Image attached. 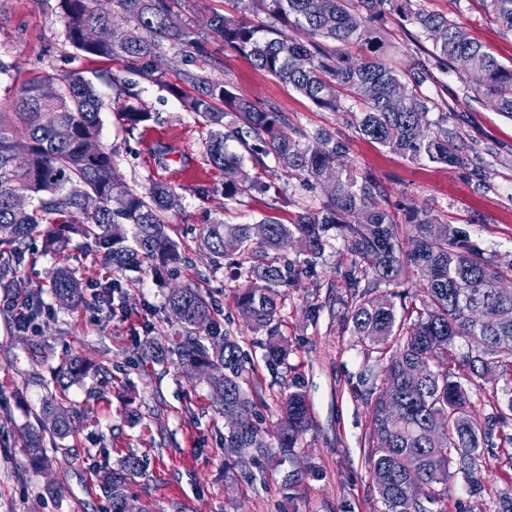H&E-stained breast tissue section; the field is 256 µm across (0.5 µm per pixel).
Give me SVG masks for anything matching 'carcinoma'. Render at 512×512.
<instances>
[{"instance_id":"obj_1","label":"carcinoma","mask_w":512,"mask_h":512,"mask_svg":"<svg viewBox=\"0 0 512 512\" xmlns=\"http://www.w3.org/2000/svg\"><path fill=\"white\" fill-rule=\"evenodd\" d=\"M100 2L61 0L68 40L86 55L122 60L204 120L207 162L235 173L224 180L225 200L267 189L243 172V157L229 149L230 139L254 166L266 167L264 158L271 155L308 185L333 174L326 201L294 223L216 220L204 225L202 243L215 265L230 259L236 277L263 282L238 289L235 305L253 330L266 333L265 357L273 366L288 354L277 330L283 289L304 274L280 251L291 241L315 259L328 232L339 231L350 258L341 273L349 288L342 325L375 355L364 392L371 416L365 443L380 512H442L438 487L456 476L472 494L480 493L483 449L512 447V387L489 397L487 414L474 411L471 402L477 381L496 370L512 374V316L499 317L503 307L512 309V298L497 292L512 278V259H487L467 244L464 231L426 210L407 212L409 234L401 237L386 191L345 164L346 141L328 129L307 132L274 105L259 107L229 83L214 80L207 44L217 35L224 48L250 58L315 106L343 113L358 135L390 153L411 162L471 167L479 176L470 146L448 126L447 114L429 119L440 105L417 87L435 79L431 62L457 70L465 61V96H484L512 120V66L501 64L448 16L422 9L420 0H236V11L213 14L204 28L172 22L178 0H109L110 13ZM483 2L512 33V0ZM259 12L265 19L248 17ZM113 16L124 24H112ZM388 19L413 25L414 40L431 45L415 52L408 78L381 52L378 23ZM290 27L299 37L285 36ZM333 42L361 44L367 53L358 58L331 47ZM350 101L361 110L353 111ZM100 110L92 82L79 73L32 81L13 96L9 111L0 108V288L20 294L30 320L40 312L41 292L26 286L17 267L25 258L23 244L36 234L50 252L78 235L95 244L104 264L121 272L151 263L162 278L185 261L165 222V213L179 205L178 195L163 182L145 193L131 188L100 139ZM121 116L130 130L152 119L147 108L133 104ZM21 192L30 199L26 207L14 204ZM407 271L415 277L413 291L401 297L398 310L384 289L400 284ZM50 289L63 306L86 303L85 288L67 269L52 273ZM165 308L177 327L146 341L142 354L162 364L174 361L187 372L210 370V401L232 420L224 451L246 464L266 444L254 422L257 402L240 341L226 332L222 344L210 343L213 303L195 284L168 289ZM86 373L79 356L57 368V393L44 399L23 434L35 465L49 461L46 442L57 452L73 432L78 413L66 390ZM309 426L306 395L298 389L284 393L276 433L281 457L293 455ZM140 467L131 455L100 476L109 512H131L129 480Z\"/></svg>"}]
</instances>
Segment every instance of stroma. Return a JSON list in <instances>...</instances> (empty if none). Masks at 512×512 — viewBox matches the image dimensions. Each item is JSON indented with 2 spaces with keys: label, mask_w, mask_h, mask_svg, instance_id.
Segmentation results:
<instances>
[{
  "label": "stroma",
  "mask_w": 512,
  "mask_h": 512,
  "mask_svg": "<svg viewBox=\"0 0 512 512\" xmlns=\"http://www.w3.org/2000/svg\"><path fill=\"white\" fill-rule=\"evenodd\" d=\"M421 8L448 15L504 65H512V35L481 0H421ZM213 79L231 83L256 105H275L306 131L331 129L349 143L354 170L376 180L399 207L432 211L443 222L464 228L488 259H512V120L485 99H465L464 84L452 71L424 83V95L449 107V125L457 127L476 153L486 181L472 171L412 163L358 136L341 116L310 101L254 66L252 61L213 42ZM82 72L102 101L100 138L134 189L163 181L175 188L180 205L167 215L170 234L188 257L177 284L192 281L211 297L219 331L238 336L253 371L262 402V428L276 430L284 388L301 383L310 404V427L295 450L301 480L294 500L282 488L285 472L278 454L259 457L256 481L234 478L224 456V419L208 398L204 375L177 365L138 363L145 341L171 328L164 306L167 283L153 267L134 276L103 265L93 244L71 237L55 254L33 243L18 274L42 289L50 307L39 329L20 330L0 307V512H108L96 470L115 467L129 454L145 463L131 492L147 512H378L369 473L365 433L370 409L360 397L368 365L366 345L340 321L349 290L340 277L350 259L341 237H333L322 256L308 261L295 247L289 260L309 266L307 276L284 292L279 331L288 356L270 370L261 346L264 333L240 318L234 295L244 287L224 267L214 266L201 246L204 224H253L271 216L283 224L314 210L322 188L310 189L267 159L261 179L267 189L240 201L224 200V173L205 157L207 129L165 89L125 71L119 62L84 56L68 41L60 0H0V101L42 75ZM136 93L137 104L153 118L127 131L119 110ZM208 196L196 193L199 186ZM73 272L93 287L112 281L111 308L56 306L48 292L56 268ZM82 356L92 368L72 385L67 399L79 413L76 430L45 470L33 468L18 433L38 411L51 380V369L66 355ZM484 489L470 494L461 479L448 483L444 512H488L498 491L512 486V465L502 449L485 453Z\"/></svg>",
  "instance_id": "1"
}]
</instances>
